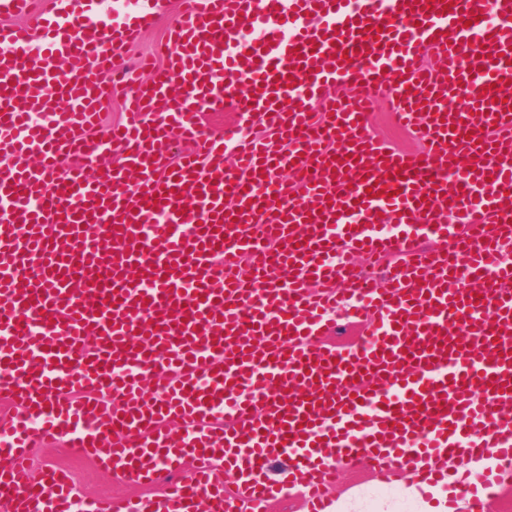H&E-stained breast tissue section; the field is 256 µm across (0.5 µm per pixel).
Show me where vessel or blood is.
I'll use <instances>...</instances> for the list:
<instances>
[{
    "instance_id": "1",
    "label": "vessel or blood",
    "mask_w": 512,
    "mask_h": 512,
    "mask_svg": "<svg viewBox=\"0 0 512 512\" xmlns=\"http://www.w3.org/2000/svg\"><path fill=\"white\" fill-rule=\"evenodd\" d=\"M160 7L0 0L29 19L0 28V399L16 409L0 499L144 512L82 500L64 468L31 478L48 439L127 482L179 472L155 512H231L237 460L261 512L279 457L322 512L334 459L360 450L390 469L424 458L432 485L445 458L493 448L496 494L512 469V0H180L146 81L122 51ZM117 78L126 118L96 134ZM380 98L423 153L367 134ZM227 108L236 121L207 133ZM175 130L195 144L176 161ZM110 151L95 178L64 165ZM356 253L401 262L379 282ZM340 317L368 321L345 351L322 340Z\"/></svg>"
}]
</instances>
